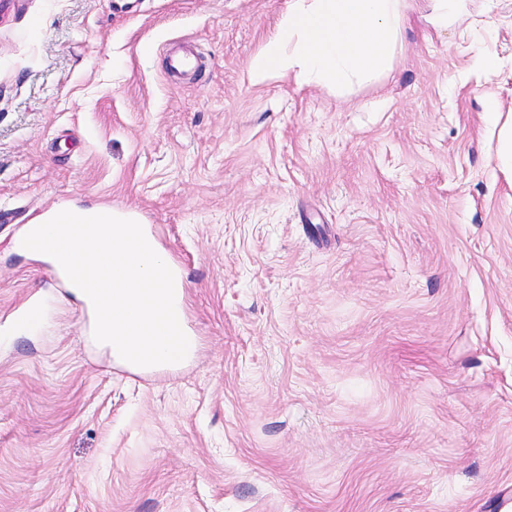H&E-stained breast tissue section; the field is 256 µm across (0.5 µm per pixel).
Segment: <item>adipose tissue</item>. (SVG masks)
<instances>
[{
  "label": "adipose tissue",
  "instance_id": "ef3b65f1",
  "mask_svg": "<svg viewBox=\"0 0 512 512\" xmlns=\"http://www.w3.org/2000/svg\"><path fill=\"white\" fill-rule=\"evenodd\" d=\"M426 7L437 31L463 26V0H288L277 32L248 65L251 84L290 78L342 92L388 76L404 48L409 11Z\"/></svg>",
  "mask_w": 512,
  "mask_h": 512
}]
</instances>
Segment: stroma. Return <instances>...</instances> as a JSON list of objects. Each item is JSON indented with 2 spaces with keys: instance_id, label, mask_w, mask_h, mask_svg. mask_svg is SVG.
Segmentation results:
<instances>
[{
  "instance_id": "1",
  "label": "stroma",
  "mask_w": 512,
  "mask_h": 512,
  "mask_svg": "<svg viewBox=\"0 0 512 512\" xmlns=\"http://www.w3.org/2000/svg\"><path fill=\"white\" fill-rule=\"evenodd\" d=\"M466 8L339 95L249 82L288 0H0V512H512V0ZM68 204L178 267L182 362L17 251Z\"/></svg>"
}]
</instances>
